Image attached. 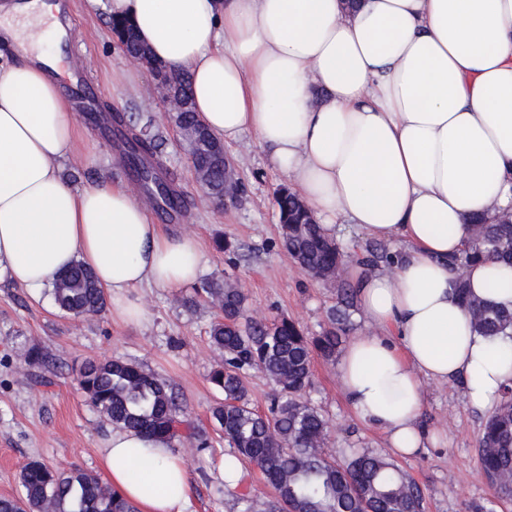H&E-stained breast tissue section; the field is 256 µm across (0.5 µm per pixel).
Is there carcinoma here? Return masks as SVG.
<instances>
[{
	"label": "carcinoma",
	"mask_w": 512,
	"mask_h": 512,
	"mask_svg": "<svg viewBox=\"0 0 512 512\" xmlns=\"http://www.w3.org/2000/svg\"><path fill=\"white\" fill-rule=\"evenodd\" d=\"M112 31L127 47L138 44L132 24L112 20ZM205 175L210 192H224V165L201 140L188 148ZM156 153L155 136L142 128L127 141L126 158L137 179L153 189L169 208L187 211L186 199L146 163ZM281 243L297 268L316 280L337 286L336 305L319 336H307L286 318L257 319L248 314L239 282L230 277L196 291L221 312L209 330L211 345L223 355L210 382L224 395L212 419L239 460L259 468L274 497L262 502L241 497L243 512H423L424 492L387 454L361 451L342 461L326 452L328 421L302 397L312 375L313 354L336 357L349 331L354 293L344 286L347 254L317 224L307 206L288 188L278 190ZM495 259L512 263V212L473 224L472 238L448 260L460 270L470 263ZM459 296L472 316L475 333L512 338V309L488 304L468 294L464 279ZM56 307L74 317L97 316L106 307L104 292L79 263L51 288ZM260 369L272 386L266 414L251 405L243 374ZM77 382L88 403L116 427L143 431L168 440L172 447L189 442L209 447L205 432L190 425L176 386L123 358L87 360ZM478 455L492 489L491 504L512 502V385L503 387L493 412L484 421ZM24 495L0 497V512H136L91 471L60 470L37 458L21 467Z\"/></svg>",
	"instance_id": "carcinoma-1"
}]
</instances>
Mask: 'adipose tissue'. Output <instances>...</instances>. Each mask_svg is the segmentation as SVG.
I'll return each mask as SVG.
<instances>
[{"mask_svg":"<svg viewBox=\"0 0 512 512\" xmlns=\"http://www.w3.org/2000/svg\"><path fill=\"white\" fill-rule=\"evenodd\" d=\"M50 0H9L0 40V281L32 295L74 263L91 269L126 325L146 318L137 291L195 282L194 234L153 224L130 188L76 189L61 173L77 125L57 55L24 34ZM154 59L189 78L196 112L224 142L250 133L275 169L336 235L343 224L403 244L359 284L367 333L341 353L348 405L399 455L423 448L426 382L461 379L478 410L512 383V342L476 335L458 297L512 308V266L457 271L471 220L512 210V0H108ZM99 468L139 512H188L186 464L167 440L114 428Z\"/></svg>","mask_w":512,"mask_h":512,"instance_id":"obj_1","label":"adipose tissue"}]
</instances>
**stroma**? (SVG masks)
Instances as JSON below:
<instances>
[{
    "instance_id": "35a3bbf8",
    "label": "stroma",
    "mask_w": 512,
    "mask_h": 512,
    "mask_svg": "<svg viewBox=\"0 0 512 512\" xmlns=\"http://www.w3.org/2000/svg\"><path fill=\"white\" fill-rule=\"evenodd\" d=\"M67 16L74 38L64 41V53L85 67L98 109L123 115L126 124L101 127L79 121L75 150L63 164L65 178L77 189L100 179L130 185L134 177L114 141L125 137L128 128L148 127L158 138L156 161L189 203L187 215L177 220L151 210L153 223L167 233L198 235L206 254L203 280L232 275L245 292L250 315L284 316L308 335H319L336 302V287L299 272L282 249L276 194L286 181L268 152L250 134L225 145L242 191L224 207H213L195 178L185 142L157 99L154 73L131 65L117 44L106 0L94 5L68 0ZM224 239L232 242V251L218 248ZM138 294L146 318L126 326L107 311L88 318L64 315L50 292L36 297L0 283V496L21 495L19 471L31 458L98 471V441L112 425L77 387L75 371L88 359L121 357L142 364L177 386L195 426L212 430L211 410L223 399L209 380L221 361L208 336L218 309L204 301L187 309L185 300L195 294L191 285L144 287ZM34 345L48 352V367L28 363L27 351ZM304 397L329 420V450L336 458L351 448L387 450L383 434L362 425L346 403L335 362L314 357ZM424 400L421 421L443 439L396 463L422 487L424 512H471L491 497L477 452L487 414L469 406L457 383H426ZM178 452L192 485L191 512H243L240 494L260 501L273 495L260 472L248 465L239 489L225 487L219 467L229 449L220 438H213L211 447L185 444Z\"/></svg>"
}]
</instances>
